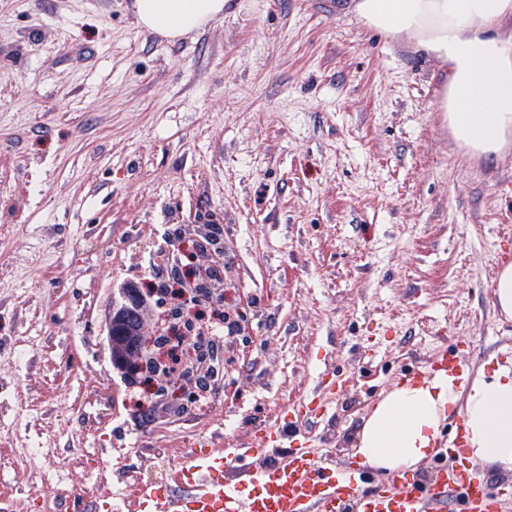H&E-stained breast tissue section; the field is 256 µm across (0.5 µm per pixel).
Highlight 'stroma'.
<instances>
[{
	"label": "stroma",
	"instance_id": "stroma-1",
	"mask_svg": "<svg viewBox=\"0 0 512 512\" xmlns=\"http://www.w3.org/2000/svg\"><path fill=\"white\" fill-rule=\"evenodd\" d=\"M133 0H0V501L65 512L72 484L199 437L242 440L343 388L327 446L454 349L478 371L512 341L492 280L512 259V153L471 158L436 110L437 64L340 0H229L171 43ZM224 227V306L246 338L206 407L151 413L109 356L105 310L146 283L166 230ZM35 346L25 368L17 339ZM382 343V359L361 354ZM42 438L33 495L3 458Z\"/></svg>",
	"mask_w": 512,
	"mask_h": 512
}]
</instances>
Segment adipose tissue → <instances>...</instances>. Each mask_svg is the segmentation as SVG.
Returning <instances> with one entry per match:
<instances>
[{
	"label": "adipose tissue",
	"mask_w": 512,
	"mask_h": 512,
	"mask_svg": "<svg viewBox=\"0 0 512 512\" xmlns=\"http://www.w3.org/2000/svg\"><path fill=\"white\" fill-rule=\"evenodd\" d=\"M226 0H134L137 24L169 41L224 16ZM368 28L413 42L440 69L436 109L457 144L477 157L512 145V0H351ZM462 414L472 456L512 467V359L451 378L400 383L374 407L357 439L360 462L414 468L431 453L447 409Z\"/></svg>",
	"instance_id": "1"
}]
</instances>
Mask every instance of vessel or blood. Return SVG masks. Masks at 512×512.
<instances>
[{"label":"vessel or blood","mask_w":512,"mask_h":512,"mask_svg":"<svg viewBox=\"0 0 512 512\" xmlns=\"http://www.w3.org/2000/svg\"><path fill=\"white\" fill-rule=\"evenodd\" d=\"M463 377L454 353L430 356L412 379ZM336 381L322 370L312 391L290 404L286 421L261 428L245 442L217 447L198 441L183 449L168 486L134 485L126 512H447L456 494L461 512H507L512 492L497 485L485 466L471 459L462 435L435 453L429 473L357 469L336 458L307 422L329 419Z\"/></svg>","instance_id":"vessel-or-blood-1"}]
</instances>
